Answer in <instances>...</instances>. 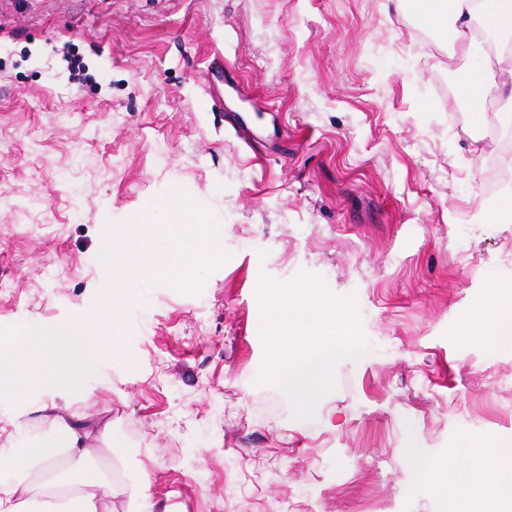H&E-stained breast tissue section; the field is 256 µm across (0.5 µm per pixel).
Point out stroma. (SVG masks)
Returning a JSON list of instances; mask_svg holds the SVG:
<instances>
[{
  "label": "stroma",
  "instance_id": "1",
  "mask_svg": "<svg viewBox=\"0 0 512 512\" xmlns=\"http://www.w3.org/2000/svg\"><path fill=\"white\" fill-rule=\"evenodd\" d=\"M477 64L389 0H0V327L94 317L114 224L173 193L229 259L199 292L143 285L121 359L52 400L108 411L114 512H445L410 449L512 437V350L481 341L512 281L491 222L512 124L457 110ZM355 295L367 348L297 418L260 381V275ZM316 497H306V489Z\"/></svg>",
  "mask_w": 512,
  "mask_h": 512
}]
</instances>
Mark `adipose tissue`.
Masks as SVG:
<instances>
[{
    "label": "adipose tissue",
    "instance_id": "ef3b65f1",
    "mask_svg": "<svg viewBox=\"0 0 512 512\" xmlns=\"http://www.w3.org/2000/svg\"><path fill=\"white\" fill-rule=\"evenodd\" d=\"M412 7L418 26L451 31L462 52L478 57L480 74L471 93L474 118L492 94L512 101V0H396ZM481 25L494 41L483 49L472 36ZM484 338L512 349V284L493 289L486 305ZM29 414L48 433L36 442L18 441V425L0 423V440L12 453L0 459V512H112V481L89 473L91 462L112 450V420L100 410L80 411L56 402L30 405ZM436 481L448 512H512V438L484 445L463 444L453 459L421 461Z\"/></svg>",
    "mask_w": 512,
    "mask_h": 512
}]
</instances>
